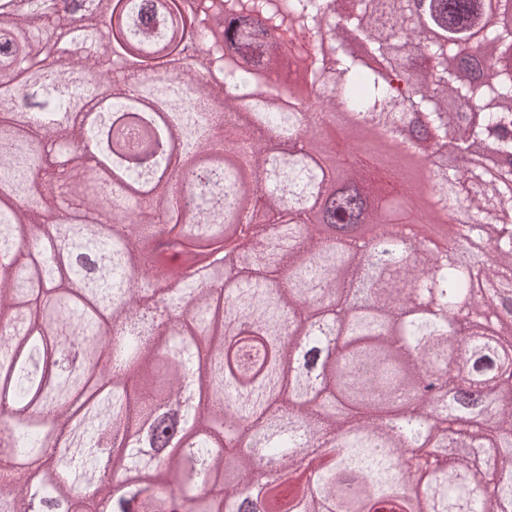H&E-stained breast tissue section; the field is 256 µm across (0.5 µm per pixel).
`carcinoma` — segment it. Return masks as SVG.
I'll use <instances>...</instances> for the list:
<instances>
[{"label":"carcinoma","mask_w":512,"mask_h":512,"mask_svg":"<svg viewBox=\"0 0 512 512\" xmlns=\"http://www.w3.org/2000/svg\"><path fill=\"white\" fill-rule=\"evenodd\" d=\"M414 2L188 0L209 77L150 84L128 61L181 69L176 0H0V401L22 410L0 512H291L285 485L299 512L512 506V292L493 290L512 284V136L490 169L472 152L512 128V75L483 66L512 45V0H426L421 16ZM158 98L154 127L139 113ZM88 113L105 114L112 178L75 197L89 169L75 145L99 135ZM347 113L428 161L448 143L465 159L433 194L459 214L445 250L402 253L408 215L382 206L410 190L402 172L325 164ZM160 138L189 163L182 200L162 156L141 164ZM364 224L373 237L352 236ZM475 227L488 252L460 264ZM201 251L228 260L221 278L172 263ZM331 334L337 362L299 379L297 352ZM450 349L466 360L434 418L402 382ZM478 393L492 424L472 439L496 449L482 485L462 457L400 460L456 441Z\"/></svg>","instance_id":"cac0c4a2"}]
</instances>
